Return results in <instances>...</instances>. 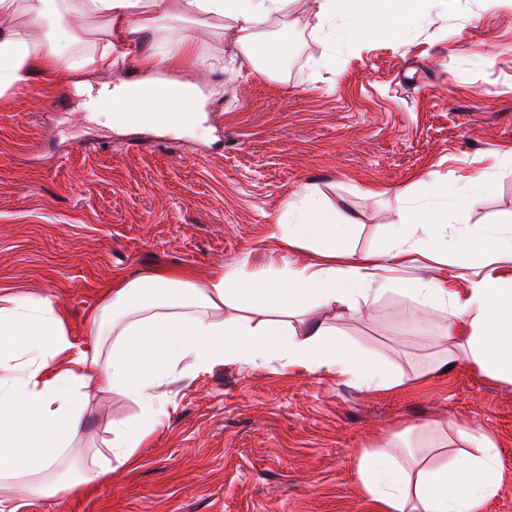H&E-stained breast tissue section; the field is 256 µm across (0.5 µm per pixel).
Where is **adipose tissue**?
<instances>
[{
  "label": "adipose tissue",
  "mask_w": 512,
  "mask_h": 512,
  "mask_svg": "<svg viewBox=\"0 0 512 512\" xmlns=\"http://www.w3.org/2000/svg\"><path fill=\"white\" fill-rule=\"evenodd\" d=\"M294 0H0V97L37 71L49 79L62 73L111 72L116 45H132L163 21L212 18L238 34L241 53L262 76L277 73L283 43L265 30L286 18ZM328 37L348 41L401 38L423 16L426 0H315ZM95 41L83 57L72 54ZM177 94L179 108L199 112L204 98L196 86L150 77L107 91L117 126L151 124L161 99ZM425 202H394L409 212L390 227L386 247L352 260L350 224L329 220L320 201L298 192L288 202V221L279 227V248H314L318 261L291 263L267 278L242 269L214 275L197 287L191 273L164 269L113 280L92 317L94 333L112 339L102 355L81 349L68 336L55 296L19 295L0 306V512H17L9 488L32 499L59 490L103 483L113 464H133L137 448L167 413L156 390L179 364L202 370L217 365L253 368L280 361L310 373L326 370L366 391L403 384L392 362L353 346L322 322L303 327L291 316L316 308L353 309L379 297L392 284V271L423 268L435 258L464 264L478 257L480 269L466 288L433 277L404 280L406 293L422 311L443 309L448 342L442 365L465 359L489 377L512 385V272L499 268L512 257V225H481L464 240L446 239L443 215L449 196L477 205L490 191L482 173L462 176L454 186L427 177ZM422 227L415 235L414 227ZM263 311L254 321L249 311ZM109 387L137 402V422L114 432L92 464L72 469L64 458L82 436L89 391ZM461 446L450 459H428L423 445L397 433L383 446L360 448L355 467L371 512H482L500 489L502 475L494 440L465 425L437 424Z\"/></svg>",
  "instance_id": "adipose-tissue-1"
}]
</instances>
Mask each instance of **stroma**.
<instances>
[{
    "label": "stroma",
    "mask_w": 512,
    "mask_h": 512,
    "mask_svg": "<svg viewBox=\"0 0 512 512\" xmlns=\"http://www.w3.org/2000/svg\"><path fill=\"white\" fill-rule=\"evenodd\" d=\"M288 59L259 76L221 29L188 23L193 62L174 75L199 85L200 131L118 129L101 114L103 83L120 84L144 54H177L166 24L147 32L111 74L49 84L28 78L0 101V298L54 293L69 336L96 338L87 319L112 279L186 268L197 283L237 266L267 276L272 236L293 193L312 187L330 216L355 225L356 254L382 247L405 223L386 191L422 202L420 174L442 183L486 172L478 208L454 202L449 233L512 221V0H429L397 41L329 40L312 0L270 21ZM85 141L103 143L96 153ZM354 345L398 364L404 383L367 392L327 371L272 362L177 371L166 415L93 490H66L23 512H369L353 452L394 433L450 422L494 438L503 481L484 512H512V386L466 360L430 370L448 320L398 291L351 310L319 308ZM139 406L102 392L76 452L91 461Z\"/></svg>",
    "instance_id": "35a3bbf8"
}]
</instances>
